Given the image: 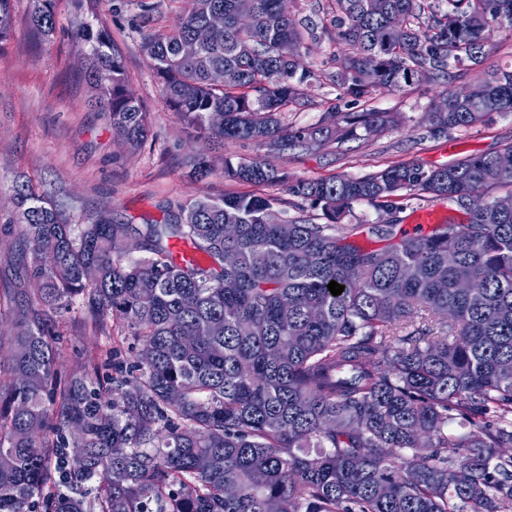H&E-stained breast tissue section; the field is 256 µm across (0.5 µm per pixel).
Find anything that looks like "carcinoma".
Instances as JSON below:
<instances>
[{
	"instance_id": "obj_1",
	"label": "carcinoma",
	"mask_w": 512,
	"mask_h": 512,
	"mask_svg": "<svg viewBox=\"0 0 512 512\" xmlns=\"http://www.w3.org/2000/svg\"><path fill=\"white\" fill-rule=\"evenodd\" d=\"M0 0V47L12 34ZM177 24L143 50L166 104L203 138L312 149L397 125L388 112L323 113L288 131L278 118L301 74L277 54L304 47L281 0H186ZM338 86L357 101L478 65L493 29L512 30V0H336ZM213 12L224 31L194 53ZM406 33H392L391 15ZM32 30L50 35L56 0H36ZM72 38L88 47L112 130L143 142L148 112L104 22ZM216 69L229 79L212 82ZM485 101H440L430 132L512 112V70L479 81ZM224 112V125L209 117ZM496 155L426 169L300 180L288 192L325 224L272 219L282 199L228 194L170 208L161 223L72 224L28 185L16 271L0 290V512H512V170ZM235 179L279 184L260 161L226 163ZM484 206L382 249L354 241V205L397 209L426 196ZM141 258L128 256L127 239ZM193 250L180 262L174 242ZM345 286L334 296L330 281ZM121 320L138 349L58 378L54 315L75 300ZM457 423L464 432L448 431ZM80 448L74 456L70 449Z\"/></svg>"
}]
</instances>
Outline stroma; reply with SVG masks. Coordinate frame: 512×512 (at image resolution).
Wrapping results in <instances>:
<instances>
[{"mask_svg":"<svg viewBox=\"0 0 512 512\" xmlns=\"http://www.w3.org/2000/svg\"><path fill=\"white\" fill-rule=\"evenodd\" d=\"M143 12L137 0H57L56 30L45 38L29 25L33 0H14L13 34L0 48V229L18 227L12 198L18 185L54 198L65 217L87 224L101 212H111L120 224L163 221L169 206L224 194L273 195L282 203L273 217L323 223L319 208L288 194L281 185H251L225 176L226 162L258 160L286 173L289 180L362 176L400 162L439 167L471 155L495 154L512 144V113L495 114L468 130L430 136L425 116L446 93L460 92L497 69L512 68V31L493 36L494 48L475 68H450L448 76L417 83L403 91L375 92L355 101L342 97L336 83L339 63L329 33L336 18V0H289L290 17L307 32L300 68L310 74L297 99L284 107L280 119L287 129L318 123L323 112H396L398 128L385 133L331 144L317 150L297 149L285 155L237 141L217 144L199 138L181 115L165 103L141 42L144 35L170 29L182 13L184 0H153ZM102 19L111 39L123 52L130 83L149 113L147 139L132 149L113 134L109 119L89 104L91 87L85 47L72 39L74 29ZM203 157L206 177L191 178L190 156ZM434 209L440 220L467 222V210L457 203L402 200L396 213L354 206L346 221L360 225L359 243L369 249L385 246L371 225L392 224L397 235L411 232V215ZM62 335L61 373H68L95 351L94 328L81 309L58 319Z\"/></svg>","mask_w":512,"mask_h":512,"instance_id":"obj_1","label":"stroma"}]
</instances>
